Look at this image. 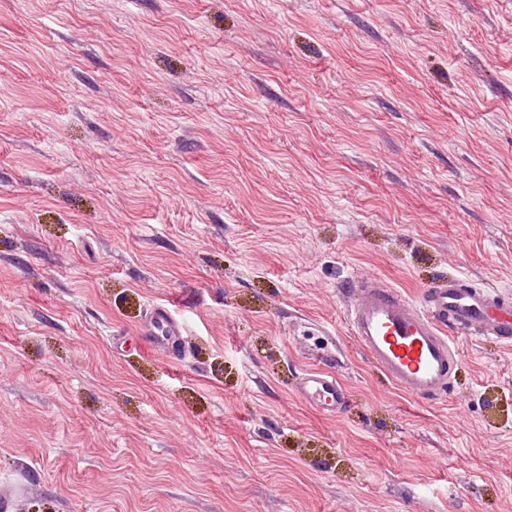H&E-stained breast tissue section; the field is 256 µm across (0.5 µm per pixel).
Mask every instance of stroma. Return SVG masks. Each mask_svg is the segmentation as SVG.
<instances>
[{
    "instance_id": "stroma-1",
    "label": "stroma",
    "mask_w": 512,
    "mask_h": 512,
    "mask_svg": "<svg viewBox=\"0 0 512 512\" xmlns=\"http://www.w3.org/2000/svg\"><path fill=\"white\" fill-rule=\"evenodd\" d=\"M450 275L512 298V0H0V512H512V347L430 404L346 320ZM178 324L169 309H156L149 323L142 329V336H148V347L154 350L166 349L171 336H175ZM315 360L318 364L299 378L296 395L318 411L337 416L349 402L348 392L336 375L339 359L326 352L318 354Z\"/></svg>"
}]
</instances>
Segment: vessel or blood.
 <instances>
[{
  "instance_id": "vessel-or-blood-1",
  "label": "vessel or blood",
  "mask_w": 512,
  "mask_h": 512,
  "mask_svg": "<svg viewBox=\"0 0 512 512\" xmlns=\"http://www.w3.org/2000/svg\"><path fill=\"white\" fill-rule=\"evenodd\" d=\"M346 294L347 319L359 346L394 385L416 399L447 395L458 365L453 337H492L512 346V304L457 277L442 278L416 302L371 279L350 282ZM177 329L170 310L162 308L142 333L149 348L160 351ZM338 368L334 353L318 354L316 366L302 373L297 396L320 412H343L349 395Z\"/></svg>"
}]
</instances>
